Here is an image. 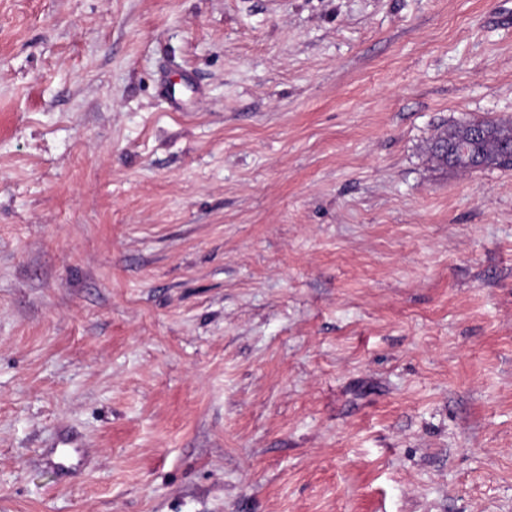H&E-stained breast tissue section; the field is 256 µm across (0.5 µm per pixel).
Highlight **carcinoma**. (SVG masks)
<instances>
[{
	"instance_id": "cac0c4a2",
	"label": "carcinoma",
	"mask_w": 512,
	"mask_h": 512,
	"mask_svg": "<svg viewBox=\"0 0 512 512\" xmlns=\"http://www.w3.org/2000/svg\"><path fill=\"white\" fill-rule=\"evenodd\" d=\"M471 121H463L442 129L435 137L431 151L440 164L461 171L490 165L512 164V155L507 153L504 143L512 141L511 121H483L479 126L484 136L467 138Z\"/></svg>"
}]
</instances>
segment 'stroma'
<instances>
[{
    "instance_id": "obj_1",
    "label": "stroma",
    "mask_w": 512,
    "mask_h": 512,
    "mask_svg": "<svg viewBox=\"0 0 512 512\" xmlns=\"http://www.w3.org/2000/svg\"><path fill=\"white\" fill-rule=\"evenodd\" d=\"M464 119L512 0H0V512H512Z\"/></svg>"
}]
</instances>
